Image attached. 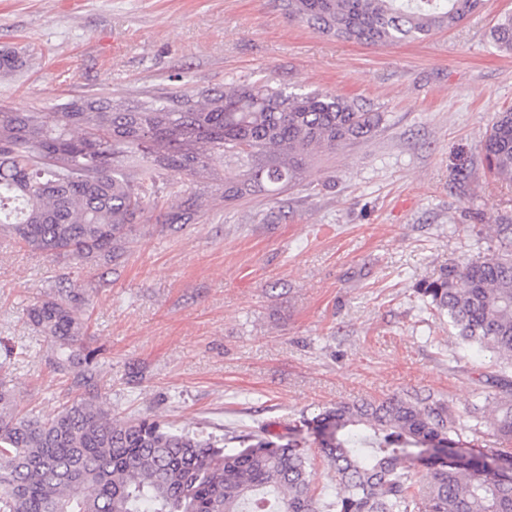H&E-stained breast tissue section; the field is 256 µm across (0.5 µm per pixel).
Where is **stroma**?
<instances>
[{
	"label": "stroma",
	"mask_w": 512,
	"mask_h": 512,
	"mask_svg": "<svg viewBox=\"0 0 512 512\" xmlns=\"http://www.w3.org/2000/svg\"><path fill=\"white\" fill-rule=\"evenodd\" d=\"M512 0H483L423 41L365 46L290 20L278 0H0V109L76 98L136 100L267 81L323 90L386 115L370 137L315 157L299 184L217 204L199 223L140 225L115 262L54 259L0 234V356L21 405L54 415L69 398L23 316L72 285L90 296V348L112 415H155L227 437L297 430L318 408L433 394L460 418L501 395L495 356L459 344L416 284L484 255L512 216V182L481 144L512 107V55L492 39Z\"/></svg>",
	"instance_id": "35a3bbf8"
}]
</instances>
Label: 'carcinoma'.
I'll list each match as a JSON object with an SVG mask.
<instances>
[{
	"label": "carcinoma",
	"instance_id": "cac0c4a2",
	"mask_svg": "<svg viewBox=\"0 0 512 512\" xmlns=\"http://www.w3.org/2000/svg\"><path fill=\"white\" fill-rule=\"evenodd\" d=\"M288 17L364 45L423 40L470 16L480 0H281ZM512 54V15L494 29ZM385 113L337 93H292L239 81L129 105L71 99L49 111L0 112V232L77 262L112 260L152 218L160 182L182 200L162 224H196L214 195H277L312 158L369 137ZM488 170L512 181V108L483 142ZM487 253L416 286L464 344L502 360L512 392V218L493 225ZM86 292L60 288L27 310L74 393L43 420L19 409L0 380V512H512V399L492 423L498 448L476 444L447 404L395 396L340 402L302 418L336 492L314 487V459L264 437L242 450L151 416L114 421L97 350L83 343Z\"/></svg>",
	"mask_w": 512,
	"mask_h": 512
}]
</instances>
